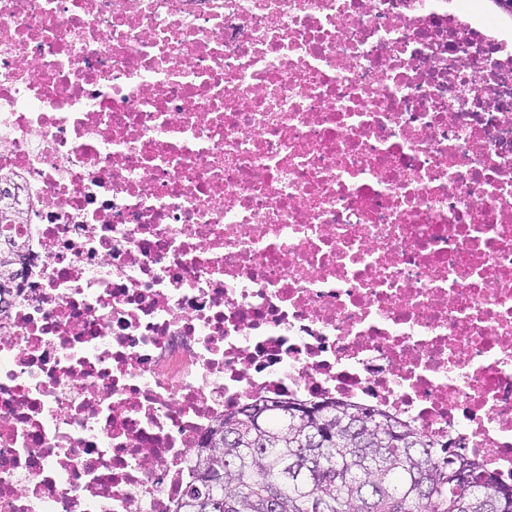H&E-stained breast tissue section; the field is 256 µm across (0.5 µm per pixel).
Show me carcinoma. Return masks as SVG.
Here are the masks:
<instances>
[{"label": "carcinoma", "instance_id": "1", "mask_svg": "<svg viewBox=\"0 0 512 512\" xmlns=\"http://www.w3.org/2000/svg\"><path fill=\"white\" fill-rule=\"evenodd\" d=\"M0 192V282L26 268L23 215ZM222 476L201 480L203 467ZM177 512H512V484L378 412L323 401L248 406L219 420ZM467 471L472 485L457 484Z\"/></svg>", "mask_w": 512, "mask_h": 512}]
</instances>
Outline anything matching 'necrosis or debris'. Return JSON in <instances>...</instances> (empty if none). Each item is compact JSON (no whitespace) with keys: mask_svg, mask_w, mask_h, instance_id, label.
<instances>
[{"mask_svg":"<svg viewBox=\"0 0 512 512\" xmlns=\"http://www.w3.org/2000/svg\"><path fill=\"white\" fill-rule=\"evenodd\" d=\"M489 0H0V512H176L332 399L512 479V26ZM5 193H7V190L4 191V189H1L0 192V237L2 239L0 240V312L1 315L5 314L10 306L11 303H5L2 301H8V297L6 294L1 296V282L6 276L10 275L11 269L14 267L20 268V276L19 279L12 284L11 288V297L13 296V293L15 292L14 288H17L18 282L20 279H22V276L25 273L26 268V255L24 254L25 247L16 240H12V236L10 235L13 233L12 230V224H18L22 223L21 220L23 218V215L20 211L13 209L12 207H8V205L3 203V199H6ZM7 196H10L9 193H7ZM2 297V299H1Z\"/></svg>","mask_w":512,"mask_h":512,"instance_id":"4bbe7bcc","label":"necrosis or debris"}]
</instances>
